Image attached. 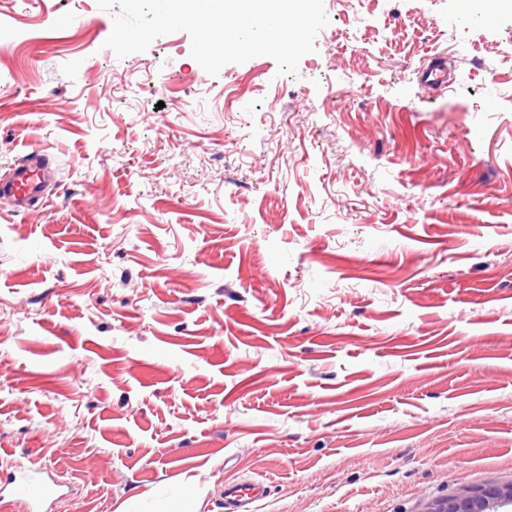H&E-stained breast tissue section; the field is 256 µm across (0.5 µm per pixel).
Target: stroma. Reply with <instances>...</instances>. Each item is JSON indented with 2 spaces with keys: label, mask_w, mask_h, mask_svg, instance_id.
<instances>
[{
  "label": "stroma",
  "mask_w": 512,
  "mask_h": 512,
  "mask_svg": "<svg viewBox=\"0 0 512 512\" xmlns=\"http://www.w3.org/2000/svg\"><path fill=\"white\" fill-rule=\"evenodd\" d=\"M296 73L0 0V461L43 512H425L512 481V13L344 0ZM444 57L453 84L421 85ZM52 173L48 155L42 149H34L0 178V196L10 199L17 212L33 209L48 199L46 183ZM9 492L19 498L37 502L58 491L59 486L50 478L45 468L32 463L20 476L9 482ZM266 488L260 480L228 484L224 489L225 508L229 512H252L254 504L264 498Z\"/></svg>",
  "instance_id": "stroma-1"
}]
</instances>
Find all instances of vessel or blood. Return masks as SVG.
<instances>
[{"mask_svg":"<svg viewBox=\"0 0 512 512\" xmlns=\"http://www.w3.org/2000/svg\"><path fill=\"white\" fill-rule=\"evenodd\" d=\"M52 176L50 159L43 150L35 149L23 156L7 175L0 178V196L11 200L16 211L25 212L46 201V184ZM57 484L45 468L30 465L18 478L11 481V495L39 501L55 494ZM266 492L263 481L231 483L224 490L228 512H252L254 504L262 500Z\"/></svg>","mask_w":512,"mask_h":512,"instance_id":"vessel-or-blood-1","label":"vessel or blood"}]
</instances>
